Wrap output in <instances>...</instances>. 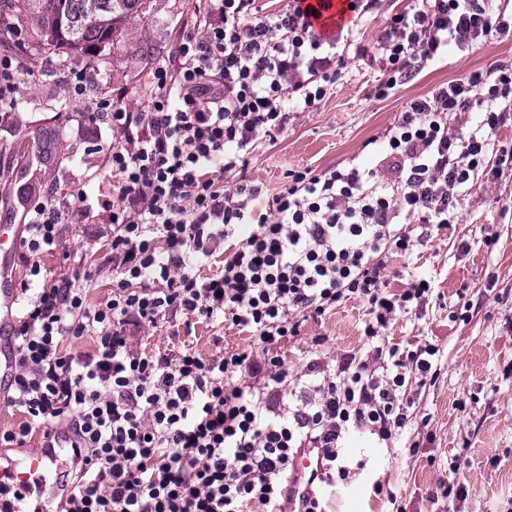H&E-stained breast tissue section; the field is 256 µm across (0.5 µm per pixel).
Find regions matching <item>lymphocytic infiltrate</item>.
<instances>
[{
  "instance_id": "f902f5d3",
  "label": "lymphocytic infiltrate",
  "mask_w": 512,
  "mask_h": 512,
  "mask_svg": "<svg viewBox=\"0 0 512 512\" xmlns=\"http://www.w3.org/2000/svg\"><path fill=\"white\" fill-rule=\"evenodd\" d=\"M254 2L199 0L152 68L139 111L89 98L86 71L65 76L70 97L120 133L108 154L112 189L91 197L78 187L69 204L48 198L27 212L7 394L24 419L0 432L20 448L45 429L70 430L79 461L63 512H278L298 449H323L327 471L347 481L346 437L391 442L410 421L408 377H427L441 360L427 341L386 342L396 314L431 291L425 280L390 291L387 260L411 255L414 225L428 235L456 220L457 197L512 112V69L473 72L412 101L374 167L292 174L263 211L257 187L225 188V175L245 167L257 141L317 108L354 39L323 37L300 0L271 13ZM510 31L512 11L494 0H412L374 46L387 76L379 93L448 50ZM479 102V119L456 126ZM65 223L108 225L107 247L74 274L43 280L40 258L58 248ZM105 267L112 295L90 303ZM351 298L368 305L366 355L333 369L316 358L290 378L272 346L299 335L302 314ZM179 319L231 322L248 343L211 355L135 348L144 330ZM85 336L92 351L65 349Z\"/></svg>"
}]
</instances>
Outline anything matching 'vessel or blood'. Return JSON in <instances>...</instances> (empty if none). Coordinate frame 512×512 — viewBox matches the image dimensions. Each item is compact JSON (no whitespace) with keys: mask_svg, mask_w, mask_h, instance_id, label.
I'll use <instances>...</instances> for the list:
<instances>
[{"mask_svg":"<svg viewBox=\"0 0 512 512\" xmlns=\"http://www.w3.org/2000/svg\"><path fill=\"white\" fill-rule=\"evenodd\" d=\"M315 28L333 36L345 21L348 0H305ZM21 224L0 226V398L16 374L17 348L12 329L18 321L19 292L14 275L22 234ZM71 436L55 429L41 446L18 457L0 448V512H53L55 501H66L73 487L65 480ZM323 476L322 451L299 449L283 490V512H306Z\"/></svg>","mask_w":512,"mask_h":512,"instance_id":"1","label":"vessel or blood"}]
</instances>
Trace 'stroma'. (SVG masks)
<instances>
[{
  "label": "stroma",
  "mask_w": 512,
  "mask_h": 512,
  "mask_svg": "<svg viewBox=\"0 0 512 512\" xmlns=\"http://www.w3.org/2000/svg\"><path fill=\"white\" fill-rule=\"evenodd\" d=\"M196 0H149L142 15L131 17L119 41L105 43L92 56L36 47L17 54L20 107L0 122V225L18 207L19 180H29L32 202L44 195L70 193L82 186L93 192L107 186V150L119 132L96 120L69 98L61 69L100 65L104 81L98 95L141 109L149 96L155 59L175 44V27L191 18ZM384 20L368 14L353 29L363 53L349 59L340 80L317 110L298 113L287 131L260 141L244 172L264 197L277 194L289 172H321L330 167L374 164L395 117L411 100L474 71L512 66V37L494 38L468 55L449 53L428 63L389 96L378 94L383 73L371 60ZM40 111H33V104ZM53 135L50 161L32 159L29 170L16 165L11 136ZM495 154L480 167L470 189L457 203V223L422 239L409 257L391 258V289L428 279L426 304L398 314L385 331L387 341L408 347L426 339L439 346L442 360L435 378L412 383V419L398 439L386 445L369 434L353 435L346 454L356 470L350 483L327 496L326 512H512V166L498 163L512 152V115L497 132ZM104 224H66L62 245L42 258L47 279L72 273L95 261L106 247ZM368 319L365 303L350 299L318 318L305 321L300 336L277 345L291 376H299L315 355L328 359L359 353ZM211 324L197 322L146 331L142 349L189 347L214 352ZM323 337L312 348L313 337ZM419 450H411V443ZM394 493L375 495L373 482ZM465 485L464 498H442L439 487Z\"/></svg>",
  "instance_id": "35a3bbf8"
}]
</instances>
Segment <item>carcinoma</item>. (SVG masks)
I'll return each mask as SVG.
<instances>
[{
  "instance_id": "1",
  "label": "carcinoma",
  "mask_w": 512,
  "mask_h": 512,
  "mask_svg": "<svg viewBox=\"0 0 512 512\" xmlns=\"http://www.w3.org/2000/svg\"><path fill=\"white\" fill-rule=\"evenodd\" d=\"M148 0H0L16 25H32L47 46L85 53L122 34Z\"/></svg>"
}]
</instances>
